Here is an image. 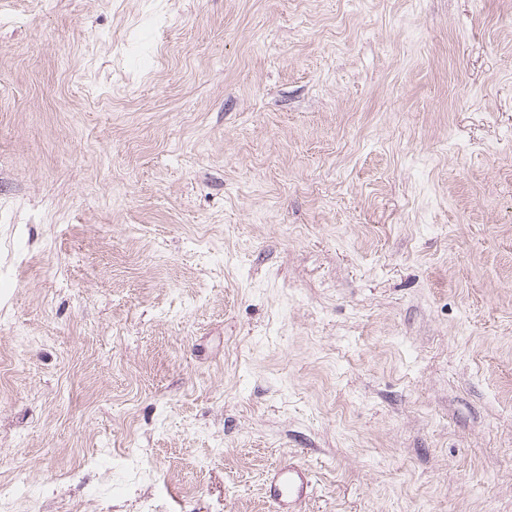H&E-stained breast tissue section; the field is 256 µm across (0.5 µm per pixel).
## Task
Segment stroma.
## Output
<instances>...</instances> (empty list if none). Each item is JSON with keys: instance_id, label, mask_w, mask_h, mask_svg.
Listing matches in <instances>:
<instances>
[{"instance_id": "35a3bbf8", "label": "stroma", "mask_w": 512, "mask_h": 512, "mask_svg": "<svg viewBox=\"0 0 512 512\" xmlns=\"http://www.w3.org/2000/svg\"><path fill=\"white\" fill-rule=\"evenodd\" d=\"M0 512H512V0H0ZM315 492L314 475L302 463L275 465L266 479L265 494L277 512H300Z\"/></svg>"}]
</instances>
